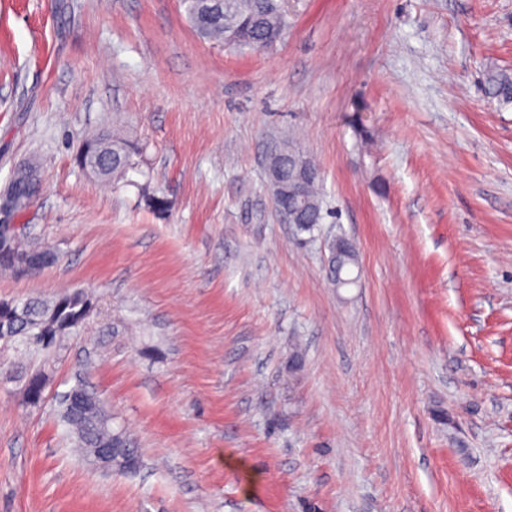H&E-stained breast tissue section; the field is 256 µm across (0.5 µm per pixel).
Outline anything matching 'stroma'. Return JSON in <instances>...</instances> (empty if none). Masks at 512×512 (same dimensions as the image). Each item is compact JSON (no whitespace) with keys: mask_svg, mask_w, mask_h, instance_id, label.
Listing matches in <instances>:
<instances>
[{"mask_svg":"<svg viewBox=\"0 0 512 512\" xmlns=\"http://www.w3.org/2000/svg\"><path fill=\"white\" fill-rule=\"evenodd\" d=\"M284 6L239 53L182 0H0V189L39 158L18 222L57 257L0 300L90 301L50 351L0 342V512H512V0ZM101 129L139 148L108 180L74 160ZM286 137L308 232L268 189ZM79 382L135 472L76 451ZM318 179L309 180L301 184L303 194L308 198L309 205L300 214L291 219L292 224H297L300 231H310L314 225L321 224L324 219L322 198L319 191Z\"/></svg>","mask_w":512,"mask_h":512,"instance_id":"35a3bbf8","label":"stroma"}]
</instances>
